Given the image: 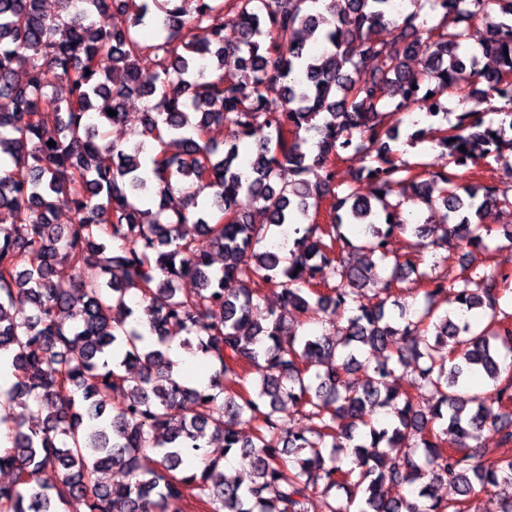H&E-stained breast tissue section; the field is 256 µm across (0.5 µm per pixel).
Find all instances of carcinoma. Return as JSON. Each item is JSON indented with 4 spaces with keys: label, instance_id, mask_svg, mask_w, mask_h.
<instances>
[{
    "label": "carcinoma",
    "instance_id": "carcinoma-1",
    "mask_svg": "<svg viewBox=\"0 0 512 512\" xmlns=\"http://www.w3.org/2000/svg\"><path fill=\"white\" fill-rule=\"evenodd\" d=\"M158 2L59 0L49 15L41 0H0V155L10 159L0 167V214L10 217L0 224V354L11 355L15 378L4 392L0 471L12 480L0 484V512H56V501L85 512H183L188 488L209 512H305L312 490L328 512H470L489 486L504 499L486 512H512V459L482 463L488 450L475 435L491 425L512 444V370L500 366L501 349L512 351V313L501 303L512 276L470 264L453 278L423 272L424 303L411 316L364 292L380 267L392 265L383 294L414 270L391 259L397 233L432 238L443 262L487 248L490 229L470 210L508 199L493 185L463 188L449 171L419 179L393 156L399 130L380 116L413 105L446 121L440 95L483 83L479 102H501L500 125L474 106L439 129V144L457 167L491 156L512 173V0H426L430 26L419 8L394 19L392 0ZM116 11L126 26L112 24ZM219 12L239 29L234 45L224 44ZM479 22L492 71L458 54ZM150 23L159 35L147 44L138 31ZM202 28L207 43L192 35ZM305 32L332 49L311 52ZM229 54L248 81H224ZM367 59L379 62L374 73L353 76ZM49 69L66 96L49 89ZM274 85L283 93L271 100ZM133 96L146 101L138 140L106 141ZM259 129L257 157L236 164L239 143ZM146 137L159 146L149 158ZM352 146L370 157L369 195L337 191V161ZM206 190L213 195L198 202ZM176 191L192 207H170ZM410 192L461 222L407 223L403 202L390 199ZM61 195L70 224L52 221ZM325 199L333 218L322 225L309 209ZM190 222L210 249L186 237ZM345 225L362 226L360 244ZM353 249L362 264L345 261ZM87 268L97 275L83 278ZM65 274L70 290L55 285ZM184 279L197 288H178ZM265 288L276 289L278 307L263 325L252 312ZM19 296L30 312L14 311ZM437 296L460 318L439 312ZM280 308L334 332L300 334ZM474 311L479 330L464 319ZM175 341L215 363L206 387L172 376ZM398 369L411 373L409 386L388 382ZM476 372L492 391H463ZM414 389L439 398L427 407ZM288 406L310 426L291 429ZM213 439L248 468L249 484L207 456ZM148 449L152 468L141 463ZM112 468L127 480L100 482ZM442 481L456 498L435 497Z\"/></svg>",
    "mask_w": 512,
    "mask_h": 512
}]
</instances>
